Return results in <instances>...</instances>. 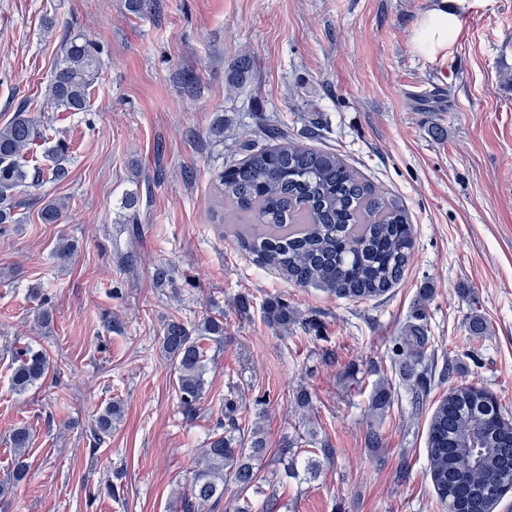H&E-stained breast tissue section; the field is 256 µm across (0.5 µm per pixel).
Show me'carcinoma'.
I'll list each match as a JSON object with an SVG mask.
<instances>
[{
  "label": "carcinoma",
  "mask_w": 512,
  "mask_h": 512,
  "mask_svg": "<svg viewBox=\"0 0 512 512\" xmlns=\"http://www.w3.org/2000/svg\"><path fill=\"white\" fill-rule=\"evenodd\" d=\"M62 61L47 87L46 104L66 112H84L90 89L99 76L96 44L81 35H65ZM38 108L22 105L0 127V224L16 222L15 212L25 204L22 194L44 181L68 176L69 146L59 140L45 150L51 165L30 164L27 155L49 140L51 129L34 115ZM271 148L250 152L217 175L220 194L229 215L253 220L240 244L255 260L281 271L288 280L322 288L340 298L372 300L403 277L413 257L412 224L400 199L372 184L338 154L300 145L282 132L268 131ZM67 210L62 198L47 201L40 211L45 224H56ZM267 322L286 332L295 324L294 309L272 298L264 307ZM424 310L399 337L394 362L414 378V399L422 398L433 378V366L423 364L432 340L426 335ZM224 339V320L203 316L193 327L169 320L161 348L176 374L180 406L191 417L203 392V341ZM12 386L24 393L45 378L50 356L30 347L16 352ZM390 389L380 384L371 398V410L390 407ZM120 407L107 406L97 420L96 436L112 430ZM215 434L200 449L199 465L182 512H216L224 487L237 496L231 512H252L243 494L254 486L265 452L259 430L249 436ZM10 444L23 457L31 434L25 426L10 434ZM427 451L431 477L448 512H494L512 489V421L505 419L496 399L473 385L456 386L437 405L428 430Z\"/></svg>",
  "instance_id": "1"
}]
</instances>
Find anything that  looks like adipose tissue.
<instances>
[{"label": "adipose tissue", "mask_w": 512, "mask_h": 512, "mask_svg": "<svg viewBox=\"0 0 512 512\" xmlns=\"http://www.w3.org/2000/svg\"><path fill=\"white\" fill-rule=\"evenodd\" d=\"M466 0H436L415 29V48L429 58L446 57L461 31Z\"/></svg>", "instance_id": "obj_1"}]
</instances>
